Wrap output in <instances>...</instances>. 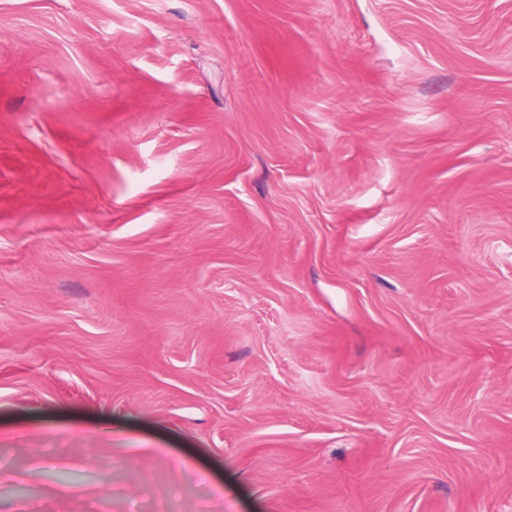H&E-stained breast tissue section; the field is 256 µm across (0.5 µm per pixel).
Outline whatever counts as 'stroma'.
<instances>
[{"mask_svg":"<svg viewBox=\"0 0 512 512\" xmlns=\"http://www.w3.org/2000/svg\"><path fill=\"white\" fill-rule=\"evenodd\" d=\"M512 512V0H0V512Z\"/></svg>","mask_w":512,"mask_h":512,"instance_id":"35a3bbf8","label":"stroma"}]
</instances>
